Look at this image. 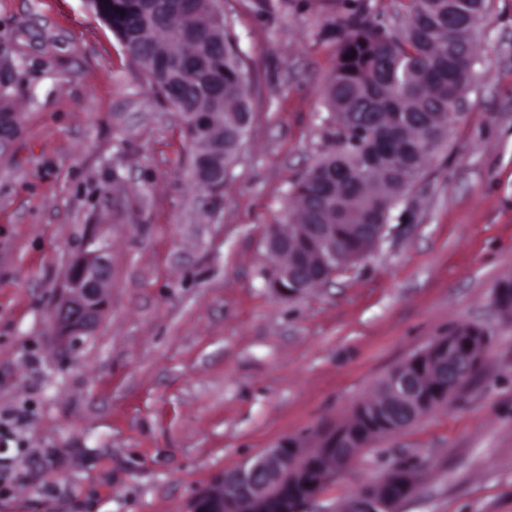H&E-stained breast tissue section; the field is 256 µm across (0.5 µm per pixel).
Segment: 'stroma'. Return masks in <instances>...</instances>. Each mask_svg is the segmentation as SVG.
Segmentation results:
<instances>
[{"instance_id": "obj_1", "label": "stroma", "mask_w": 512, "mask_h": 512, "mask_svg": "<svg viewBox=\"0 0 512 512\" xmlns=\"http://www.w3.org/2000/svg\"><path fill=\"white\" fill-rule=\"evenodd\" d=\"M252 119L218 195L179 115L86 0H0V512H187L224 471L347 423L397 365L463 324L491 338L449 404L376 438L310 512H342L395 464L399 512H512V0H489L448 138L376 249L281 297L266 229L327 145L339 13L395 32L407 0H223ZM111 244L107 307L77 346L51 312L89 230Z\"/></svg>"}]
</instances>
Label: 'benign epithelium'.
I'll return each instance as SVG.
<instances>
[{
  "label": "benign epithelium",
  "instance_id": "obj_1",
  "mask_svg": "<svg viewBox=\"0 0 512 512\" xmlns=\"http://www.w3.org/2000/svg\"><path fill=\"white\" fill-rule=\"evenodd\" d=\"M474 4L470 0H450L448 28L459 31L476 20ZM193 120L204 133L202 143L214 141L215 125L204 112H197ZM15 117L11 112L0 114V148L13 138ZM308 228L327 251L317 250L315 267L320 268L336 258L332 224H310ZM284 226L274 224L268 233L273 235L267 244L271 267H279L283 258L296 270L293 287L287 288L274 277V289L284 297L301 295L311 286L325 283L317 274L306 275V258L291 251L296 235L284 233ZM112 283V259L108 244L92 233L84 248L73 261L61 294L54 308L53 329L65 343L75 345L89 333L107 304V290ZM495 305L506 314L512 313V290L500 284L494 291ZM488 342L487 332L474 326L462 336L448 332L447 338H437L425 349L414 354L391 371L402 377L404 389L415 397L419 413H409V421L401 423L386 412L376 411L374 421L389 432H398L413 424L421 415L442 400L448 399V386L462 388L480 371L483 355L477 348ZM335 448L327 449L318 457H300L294 453L297 439L288 438L276 447L268 448L240 466L224 472L217 482L193 499L187 512H309L310 505L323 491L327 481L344 471L366 446L363 439L346 429L333 440ZM405 465H394L384 478L371 484L349 501L346 512H397L398 506L412 493Z\"/></svg>",
  "mask_w": 512,
  "mask_h": 512
}]
</instances>
